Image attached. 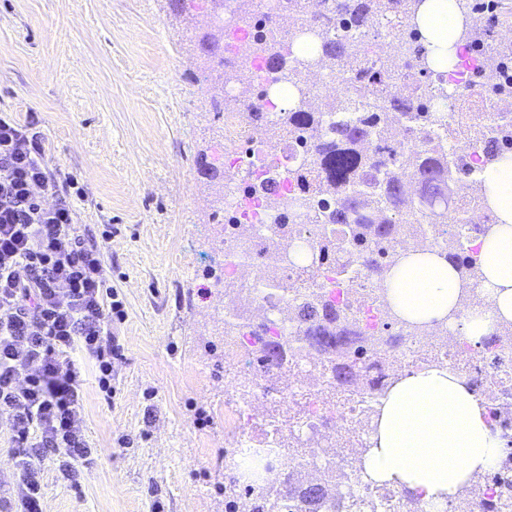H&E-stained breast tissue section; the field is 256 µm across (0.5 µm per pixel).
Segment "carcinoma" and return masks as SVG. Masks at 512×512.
I'll list each match as a JSON object with an SVG mask.
<instances>
[{
    "mask_svg": "<svg viewBox=\"0 0 512 512\" xmlns=\"http://www.w3.org/2000/svg\"><path fill=\"white\" fill-rule=\"evenodd\" d=\"M326 6L315 21L329 29L338 24L360 36L373 28L379 16L390 15L392 27L388 35L397 46L401 64L393 68L364 62L366 49L358 41L341 38L324 40L316 55L306 54L305 67H321L331 72L344 63L351 64L344 87L336 92L334 103L320 101L309 108H295L280 113L278 132H292L308 137L322 120L323 108L331 112L362 109V116L350 122L335 121L328 134L309 148L310 164L304 171H287L262 202L272 205L278 194L291 190L294 203L306 209L316 200L322 212L320 224H341L352 229L359 258L369 270L379 267L376 248L402 235L410 224L425 218L428 224L448 223V209H405L401 204L404 179L415 176L419 182L438 187L442 180L452 181L466 175L469 160L448 161V150L431 135L432 117L423 100L426 74L448 68L453 62L451 50L443 47L428 55L421 43L422 36L412 23L416 4L421 0H325ZM466 47L473 49L472 35H481L485 57L492 56L498 35L477 26L470 27ZM255 58L266 69L290 86L299 80L298 61L288 57L283 48L271 47L261 37L255 39ZM399 117L415 135V143L400 146L388 159L368 145L388 135L387 124ZM484 154L503 156L512 152V133L499 130L482 132ZM301 321L303 336L299 340L328 352L336 359L330 364L331 378L337 387L354 383L369 357L380 350L366 345L358 330V319L349 301L335 302L322 294L313 293L303 306ZM229 332L247 338L250 363L266 372L271 369L288 371V341L270 334L268 327L257 326L245 317L230 324ZM325 490L321 486L298 485L271 501L262 495L246 493L241 503L232 504V512H323Z\"/></svg>",
    "mask_w": 512,
    "mask_h": 512,
    "instance_id": "carcinoma-1",
    "label": "carcinoma"
}]
</instances>
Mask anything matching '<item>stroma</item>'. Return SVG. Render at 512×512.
I'll list each match as a JSON object with an SVG mask.
<instances>
[{
  "mask_svg": "<svg viewBox=\"0 0 512 512\" xmlns=\"http://www.w3.org/2000/svg\"><path fill=\"white\" fill-rule=\"evenodd\" d=\"M208 0H0V113L37 116L69 173L79 223L112 232L125 306L115 395L88 365L96 466L74 487L42 466L44 512H228L224 397L248 356H224V188L201 175L224 103L200 42Z\"/></svg>",
  "mask_w": 512,
  "mask_h": 512,
  "instance_id": "stroma-1",
  "label": "stroma"
}]
</instances>
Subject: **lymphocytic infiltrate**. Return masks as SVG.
I'll use <instances>...</instances> for the list:
<instances>
[{
    "mask_svg": "<svg viewBox=\"0 0 512 512\" xmlns=\"http://www.w3.org/2000/svg\"><path fill=\"white\" fill-rule=\"evenodd\" d=\"M61 175L45 161L36 120L0 113V432L14 460L5 512H42L45 460L75 486L93 468L72 354L95 360L107 392L122 357L112 321L123 303L106 250L81 234Z\"/></svg>",
    "mask_w": 512,
    "mask_h": 512,
    "instance_id": "obj_1",
    "label": "lymphocytic infiltrate"
}]
</instances>
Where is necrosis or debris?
Wrapping results in <instances>:
<instances>
[{
    "label": "necrosis or debris",
    "mask_w": 512,
    "mask_h": 512,
    "mask_svg": "<svg viewBox=\"0 0 512 512\" xmlns=\"http://www.w3.org/2000/svg\"><path fill=\"white\" fill-rule=\"evenodd\" d=\"M284 8L283 0H252L249 22L236 13L235 0H225L223 13H208L210 26L224 32V54L242 57L253 50L252 40L241 37L242 26H250L265 40L279 38L275 22ZM458 66L431 77L427 102H445L453 108L447 120L439 122L436 133L447 136L448 150L470 157L482 148L484 126L512 127V98L491 95V106L483 112L458 108L462 93ZM254 81L263 97L268 124H276L282 103L302 106L323 96L328 83L322 71L305 69L300 82L283 91L276 76L259 69ZM308 155L293 133H286L278 151L264 148L252 137L241 112L224 115V165L236 179L224 194V211L233 221L225 225L219 241L224 255V276L233 294L230 305L250 304L257 322L266 324L273 335L288 340L293 351L288 381L278 384V371L269 376L237 373L233 397L224 401V431L239 448L252 447L254 422L284 413L288 416V437L299 455L282 459L278 449H266L270 467L258 491L276 499L288 474H301L309 482L330 479V502L326 512H347L351 500H358L361 512H427L420 501L371 481H351V467L361 465L371 446L376 406L393 380L427 366L446 367L461 375L484 406L503 452L489 470L475 474L471 483L452 500L438 504L436 512H487L489 503L512 498V326L501 325L493 344L472 343L462 334L459 313L447 321L416 327L396 318L384 293V271H371L360 262L349 232L336 224L315 231L308 212L294 208L290 195H282L279 207H261L240 193L238 183L263 190L268 181L290 169H302ZM478 172L453 186L452 219L449 227L438 224L413 225L410 234L393 240L391 257L408 251L444 252L455 248L478 259L477 226L492 223L494 216L477 192ZM333 249L339 261L328 263L324 248ZM264 257L276 277L288 285L287 297L272 293L264 285L263 271L254 268L251 255ZM336 301L358 299V318L364 341L381 346V354L370 359L358 382L336 391L328 387L329 356L299 344V322L290 317L309 292ZM392 345H383L385 336Z\"/></svg>",
    "instance_id": "1"
}]
</instances>
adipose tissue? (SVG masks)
<instances>
[{"label":"adipose tissue","instance_id":"obj_1","mask_svg":"<svg viewBox=\"0 0 512 512\" xmlns=\"http://www.w3.org/2000/svg\"><path fill=\"white\" fill-rule=\"evenodd\" d=\"M416 16L425 41L465 46L470 20L448 0H424ZM507 169L512 171V158L483 167L486 195L499 222L479 239V269L491 290V305L471 307L463 319V334L474 343L512 322V189L501 185ZM467 282L454 260L410 252L388 272L387 298L402 320L430 324L456 310ZM502 448L465 380L448 369L428 367L386 391L364 466L376 482L443 502L457 496L474 472L494 466Z\"/></svg>","mask_w":512,"mask_h":512}]
</instances>
